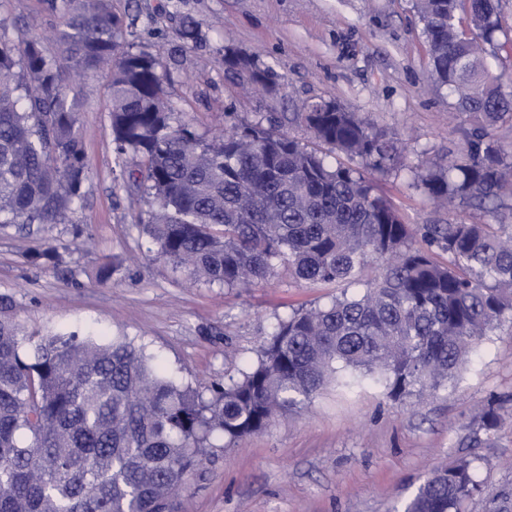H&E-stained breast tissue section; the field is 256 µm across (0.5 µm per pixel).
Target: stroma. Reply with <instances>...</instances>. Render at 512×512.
I'll return each mask as SVG.
<instances>
[{
    "label": "stroma",
    "mask_w": 512,
    "mask_h": 512,
    "mask_svg": "<svg viewBox=\"0 0 512 512\" xmlns=\"http://www.w3.org/2000/svg\"><path fill=\"white\" fill-rule=\"evenodd\" d=\"M123 39L164 63L173 120L208 136L265 122L305 100L364 113L403 140L402 164L378 185L403 223L445 224L483 212L449 211L417 184V171L464 146L455 97L429 71L414 0H112ZM14 41L39 37L58 56L60 14L46 0H0ZM196 40L184 39L187 24ZM258 57L278 76L274 90H245L225 51ZM110 74L77 87L88 167L84 203L65 224L0 230V319L21 335L60 330L124 337L145 345L168 376L205 390L238 377L293 311L328 304L340 284L296 282L279 264L248 288L194 284L157 254L137 222L148 204L134 160L118 166L108 114ZM57 247L60 268L28 253ZM111 265L107 283L96 281ZM498 400L503 425L490 445L470 446V422ZM474 460L481 492L467 512H512V320L484 341L458 383L433 397L398 402L383 386L332 384L306 408L275 418L235 443L215 440L187 478L173 512H403L433 469Z\"/></svg>",
    "instance_id": "stroma-1"
}]
</instances>
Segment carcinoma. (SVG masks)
I'll list each match as a JSON object with an SVG mask.
<instances>
[{
    "instance_id": "1",
    "label": "carcinoma",
    "mask_w": 512,
    "mask_h": 512,
    "mask_svg": "<svg viewBox=\"0 0 512 512\" xmlns=\"http://www.w3.org/2000/svg\"><path fill=\"white\" fill-rule=\"evenodd\" d=\"M63 15V56L37 37L12 41L0 20V228L62 224L88 178L73 77L111 71L117 162L140 158L152 205L141 220L159 256L196 281L246 288L281 262L298 283L361 288L278 322L257 362L211 390L165 376L145 347L58 332L26 340L0 320V512H170L213 440L262 431L326 386L368 378L402 400L454 382L471 353L512 315V151L491 131L512 126V93L485 60L502 32V0H416L432 74L456 93L472 138L448 164L420 173L430 198L491 221L403 223L376 188L403 150L365 114L311 102L293 119L312 142L267 125L200 136L173 122L166 71L121 42L112 0H48ZM231 63L270 87L255 58ZM344 155L334 165L323 148ZM448 255L438 263L433 253ZM373 266L376 274L363 279ZM31 343V354L23 353ZM494 405L475 416L491 441ZM473 461L435 470L404 512H466Z\"/></svg>"
}]
</instances>
